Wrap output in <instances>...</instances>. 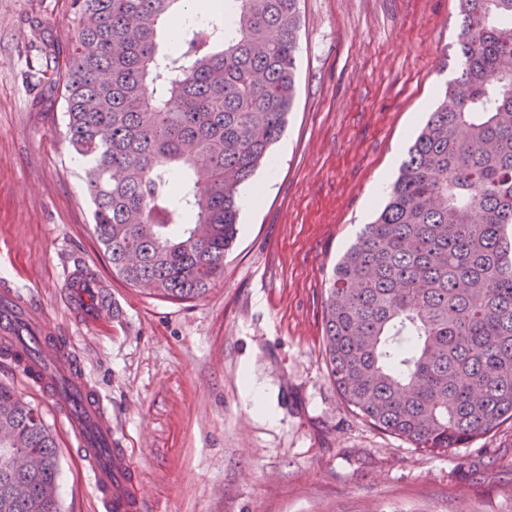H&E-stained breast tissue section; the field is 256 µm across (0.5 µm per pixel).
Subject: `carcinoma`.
<instances>
[{
    "label": "carcinoma",
    "instance_id": "carcinoma-1",
    "mask_svg": "<svg viewBox=\"0 0 512 512\" xmlns=\"http://www.w3.org/2000/svg\"><path fill=\"white\" fill-rule=\"evenodd\" d=\"M180 0H72L65 138L88 163L112 272L172 300L224 274L241 189L271 158L296 95L299 0H224L165 49ZM459 73L429 112L374 220L333 269L325 363L359 415L446 452L512 420V0H458ZM0 512H59L56 441L0 384ZM29 487L9 499L12 480Z\"/></svg>",
    "mask_w": 512,
    "mask_h": 512
}]
</instances>
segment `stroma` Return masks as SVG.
<instances>
[{
    "mask_svg": "<svg viewBox=\"0 0 512 512\" xmlns=\"http://www.w3.org/2000/svg\"><path fill=\"white\" fill-rule=\"evenodd\" d=\"M71 0H0V279L69 332L144 485V512H512V420L434 453L381 432L325 364L337 259L382 204L457 70V0H300L298 95L241 191L224 275L174 301L126 284L93 233L84 160L65 138ZM110 285V329L73 325L64 270ZM263 388L274 421L244 386ZM0 383L39 406L60 453V512H97L75 444L9 359Z\"/></svg>",
    "mask_w": 512,
    "mask_h": 512,
    "instance_id": "stroma-1",
    "label": "stroma"
}]
</instances>
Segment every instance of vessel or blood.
<instances>
[{
  "mask_svg": "<svg viewBox=\"0 0 512 512\" xmlns=\"http://www.w3.org/2000/svg\"><path fill=\"white\" fill-rule=\"evenodd\" d=\"M65 299L76 323L103 326L112 321V298L89 266L74 265L65 279ZM0 343L27 344L23 382L60 418L76 444L102 512H143L137 471L112 431V415L102 394L77 368L71 337L61 335L45 312L10 282L0 283Z\"/></svg>",
  "mask_w": 512,
  "mask_h": 512,
  "instance_id": "obj_1",
  "label": "vessel or blood"
}]
</instances>
